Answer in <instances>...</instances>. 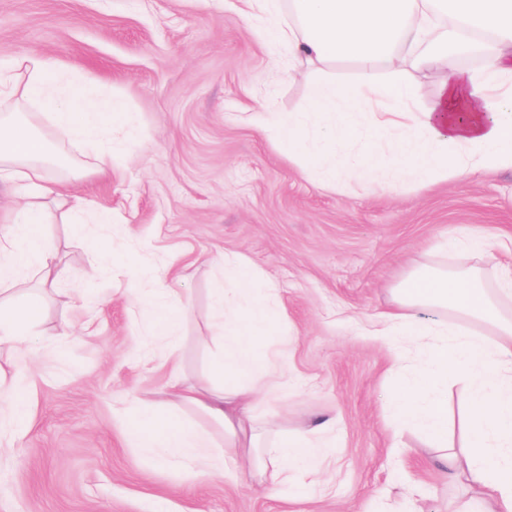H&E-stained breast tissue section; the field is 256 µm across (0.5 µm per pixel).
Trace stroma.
I'll return each instance as SVG.
<instances>
[{"label":"stroma","instance_id":"1","mask_svg":"<svg viewBox=\"0 0 512 512\" xmlns=\"http://www.w3.org/2000/svg\"><path fill=\"white\" fill-rule=\"evenodd\" d=\"M276 22L246 14L241 0H0V62L74 66L82 91L122 97L139 132L108 176L93 154L55 146L62 162L50 179L69 180L112 221L76 224L59 207L43 226L60 277L31 346L13 359L32 408L24 424H0V512H451L465 498L424 436L393 437L389 402L406 377L396 355L411 346L367 329L407 272L451 265L442 241L458 229L499 235L483 265L488 288L512 275V172L324 189L247 120L262 105L307 106L312 70L266 39ZM94 248L111 251L112 269L90 270ZM227 253L269 279L279 320L264 350L292 338L266 403L277 429L336 419L330 465L303 495L188 477L129 436L137 400L166 416L172 376L186 388L214 383L212 288ZM148 257L169 262L157 285L189 304L177 335H151L123 291Z\"/></svg>","mask_w":512,"mask_h":512}]
</instances>
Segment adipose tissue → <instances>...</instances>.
<instances>
[{"instance_id": "obj_1", "label": "adipose tissue", "mask_w": 512, "mask_h": 512, "mask_svg": "<svg viewBox=\"0 0 512 512\" xmlns=\"http://www.w3.org/2000/svg\"><path fill=\"white\" fill-rule=\"evenodd\" d=\"M254 14L279 16L268 34L289 54L312 64L347 59L354 81L312 79L302 112L251 113L250 123L303 172L320 171L323 188L351 179L364 187L387 189L433 175L471 178L512 171V0H246ZM469 53L477 67H459ZM25 83L0 72V102L37 105L54 112L57 137L79 142L98 160L101 172L122 163L125 152L106 146L101 134L123 117L125 104L81 93L71 70L51 58L16 60ZM423 72L441 74L431 105L417 109ZM354 151L335 156L341 143ZM46 143L26 123L0 121V188H6L13 222L0 227V347H14L28 335L41 312L39 296H15L18 271L34 268L43 285L58 273L51 245L40 231L49 215L43 199L56 197L73 218L85 210L83 198L67 184L46 177ZM495 236L449 237L444 247L461 256L449 271L419 269L394 288L393 308L379 313L375 336L433 338L411 365V377L394 406L395 432L427 435L449 480L465 479L473 495L458 512H512V318H503L485 291L478 262L492 258ZM126 289L149 311L155 334L175 335L179 317L170 307L174 294L151 287L148 277L128 278ZM271 289L248 260L224 258V274L213 294L224 319L219 327L216 375L235 377L231 386L184 388L171 379L174 406L188 405L224 430V449L192 424L171 420L158 426L142 408L132 436L148 458L163 456L192 477L220 473L237 478V458L252 459V473L275 492L294 481L295 471L321 472L326 448L336 442V422L319 421L302 434L261 446L267 421L255 389L269 378L274 362L259 354L272 330ZM466 316L448 321L447 311ZM466 388L458 442L448 439V403L441 389L449 379Z\"/></svg>"}]
</instances>
